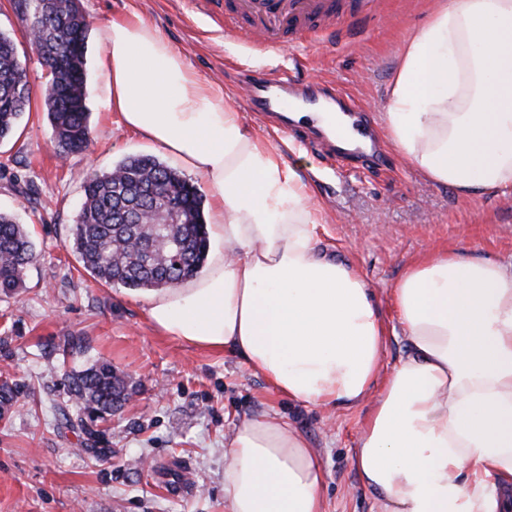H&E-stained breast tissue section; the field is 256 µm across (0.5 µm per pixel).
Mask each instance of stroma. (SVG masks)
I'll return each instance as SVG.
<instances>
[{"label":"stroma","instance_id":"stroma-1","mask_svg":"<svg viewBox=\"0 0 512 512\" xmlns=\"http://www.w3.org/2000/svg\"><path fill=\"white\" fill-rule=\"evenodd\" d=\"M437 0H383L380 13L353 26L351 38L291 48L280 56L238 42L221 21L223 0H80L91 23L87 89L92 143L60 158L46 118L45 80L27 25L12 0H0V31L13 37L33 90L29 112L11 140L0 142V211L30 230L36 258L23 288L0 293V381L16 384L0 419V512H226L224 440L245 419L278 412L301 432L324 464L325 512H377L353 454L372 405L321 407L289 402L231 351L194 348L162 335L146 318L150 291L110 287L87 272L69 245L83 201L82 179L133 154L157 153L112 112L99 66L104 28L139 14L203 78L223 85L248 128L273 130L243 100L249 69H288L334 83L378 128L389 83L406 39ZM385 166L336 163L315 150L284 152L300 162L323 225L319 246L354 267L371 288L388 326L391 292L407 264L427 253L512 260V189L472 198L423 178L391 147ZM82 348L61 362L67 337ZM108 361L127 376L124 407L98 423L103 455L85 451L87 436L67 428L64 366Z\"/></svg>","mask_w":512,"mask_h":512}]
</instances>
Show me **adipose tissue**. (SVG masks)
Here are the masks:
<instances>
[{
    "mask_svg": "<svg viewBox=\"0 0 512 512\" xmlns=\"http://www.w3.org/2000/svg\"><path fill=\"white\" fill-rule=\"evenodd\" d=\"M102 64L124 124L213 190L211 266L155 294L149 322L237 352L289 400L372 401L354 466L379 512H512V262L410 263L393 290L408 349L374 391L389 328L365 280L318 248L297 165L138 15L109 23ZM380 135L457 195L512 188V0H438L399 58ZM226 446L227 512H325L319 456L281 415L241 421Z\"/></svg>",
    "mask_w": 512,
    "mask_h": 512,
    "instance_id": "1",
    "label": "adipose tissue"
}]
</instances>
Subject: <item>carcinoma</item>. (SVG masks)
Here are the masks:
<instances>
[{"instance_id": "obj_1", "label": "carcinoma", "mask_w": 512, "mask_h": 512, "mask_svg": "<svg viewBox=\"0 0 512 512\" xmlns=\"http://www.w3.org/2000/svg\"><path fill=\"white\" fill-rule=\"evenodd\" d=\"M32 21L28 36L47 80L41 94L60 151L80 152L91 141L87 104V54L75 61L80 72L62 65L68 37L91 24L78 0H13ZM27 68L12 38L0 33V141L14 137L29 105ZM84 202L69 246L91 275L129 290L174 287L203 268L210 241L198 187L152 155L129 156L112 170L83 178ZM35 258L33 242L16 219L0 212V291L22 286ZM77 411L74 425L88 429L86 414L101 418L126 401L128 383L108 362L67 373Z\"/></svg>"}]
</instances>
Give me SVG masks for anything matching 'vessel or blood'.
<instances>
[{
	"mask_svg": "<svg viewBox=\"0 0 512 512\" xmlns=\"http://www.w3.org/2000/svg\"><path fill=\"white\" fill-rule=\"evenodd\" d=\"M379 8L380 0H227L224 26L244 43L278 54L285 40L312 43L334 37L342 20L371 18ZM298 96L312 102L321 96L331 99L335 89L312 80L272 79L257 71L251 77L247 99L254 111L273 119L288 135L296 131L288 102Z\"/></svg>",
	"mask_w": 512,
	"mask_h": 512,
	"instance_id": "vessel-or-blood-1",
	"label": "vessel or blood"
}]
</instances>
